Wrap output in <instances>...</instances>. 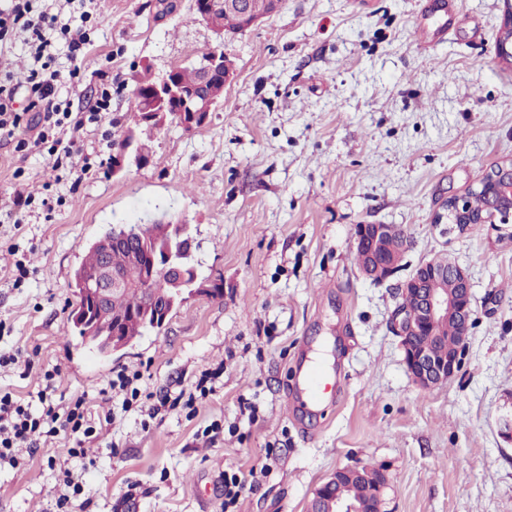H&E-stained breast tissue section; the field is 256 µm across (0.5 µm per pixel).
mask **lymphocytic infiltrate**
Instances as JSON below:
<instances>
[{
    "label": "lymphocytic infiltrate",
    "instance_id": "1",
    "mask_svg": "<svg viewBox=\"0 0 512 512\" xmlns=\"http://www.w3.org/2000/svg\"><path fill=\"white\" fill-rule=\"evenodd\" d=\"M78 2L81 23L74 27L39 0H0V53L19 47L31 60L22 87L0 65V139L13 141L21 153L39 152L53 173L80 178L103 165L99 156L85 152L83 140L88 127L111 120L112 74L102 72L95 97L84 110L74 111V80L94 45L83 26L93 0ZM59 375L56 369L44 372L33 403L0 389V465H18L17 443H28L34 457L42 442L61 435L73 442L68 457L92 459L88 444L99 439L113 417L94 414L82 393L65 403L54 401L51 392Z\"/></svg>",
    "mask_w": 512,
    "mask_h": 512
}]
</instances>
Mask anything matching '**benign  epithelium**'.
Wrapping results in <instances>:
<instances>
[{"label":"benign epithelium","instance_id":"7a95c632","mask_svg":"<svg viewBox=\"0 0 512 512\" xmlns=\"http://www.w3.org/2000/svg\"><path fill=\"white\" fill-rule=\"evenodd\" d=\"M282 0H270L269 9L261 14L252 0H219L218 8L237 13L243 20V30L260 25L276 13ZM213 6L202 0L195 15L198 22L209 28L221 42H226L224 27L212 16ZM199 74V86L185 89L173 81L172 75L163 76L152 91L150 106L135 105V123L160 127L167 115L178 112L179 123L187 128L202 124L209 112L221 102L224 86L233 76L234 63L222 49H209L194 62ZM148 154L132 148L126 141L112 155V173L117 174L128 164H141ZM471 190L484 194L487 206L479 214L470 212L468 196H450L434 216L436 224H487L507 236L512 233V161L493 165L478 179ZM396 224H358L354 228L356 252L361 255L359 268L364 276L374 282L393 278L402 269L405 254L412 248V240L404 239V245L396 254H386L380 241L395 231ZM157 234L161 238L174 236L178 239L175 249L143 255L134 234L127 233L112 238V244L102 245L101 262L93 279L91 306L94 314L73 307V314L87 323L89 334L99 332V324L110 315L112 299L131 289L145 295V308L153 314V327L164 326L176 303L184 302L196 293L214 294L217 281L199 280L197 271L187 274L182 264V254L191 248V236L186 224H161ZM123 249L129 256L143 264L144 278L139 283L130 282L120 271L112 267V250ZM401 302L393 312L391 328L399 337L403 362L412 381L422 389L434 388L455 376L460 370L464 345L442 357H435L428 349L431 341L439 339V329L453 318L462 322L466 329L473 325L472 285L467 273L452 261L437 259L422 263L419 271L412 273L399 285ZM374 466L353 468L365 484V493L382 497L388 487V479L375 478ZM348 468L337 469L313 492L310 512H361L359 500L340 494L330 498V491Z\"/></svg>","mask_w":512,"mask_h":512}]
</instances>
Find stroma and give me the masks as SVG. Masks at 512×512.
Instances as JSON below:
<instances>
[{"label": "stroma", "instance_id": "35a3bbf8", "mask_svg": "<svg viewBox=\"0 0 512 512\" xmlns=\"http://www.w3.org/2000/svg\"><path fill=\"white\" fill-rule=\"evenodd\" d=\"M96 0L95 42L78 90L112 72V135L89 151L112 157L133 127L136 76L188 63L213 47L191 0ZM503 0H284L280 11L228 41L235 72L201 126L157 128L149 162L55 181L36 153L0 142V213L18 183L65 196L52 215L34 208L27 235L0 225V267L25 262L20 287L0 279V347L31 362L0 374L28 396L59 367L53 399L86 393L113 409L109 454L67 460L63 439L36 458L0 467V512H54L61 464L83 473L86 512H221L225 473L261 470L238 512H309L336 469L385 471L387 512H512V443L499 420L512 411V240L483 224L446 230L433 217L491 165L512 160V64L498 56ZM428 32L418 41L417 28ZM190 227L198 294L161 330L98 353L71 327V283L88 245L118 224ZM359 224H396L413 240L402 276L438 256L466 270L474 323L461 371L417 387L390 329L397 279L376 283L355 260ZM330 358L328 398L315 411L298 375L307 356ZM224 373L187 417H148V401L122 409L104 394L110 371L139 374L149 392H193ZM248 399L254 414L242 413ZM224 431L205 447L198 429ZM134 500H125L129 483Z\"/></svg>", "mask_w": 512, "mask_h": 512}]
</instances>
